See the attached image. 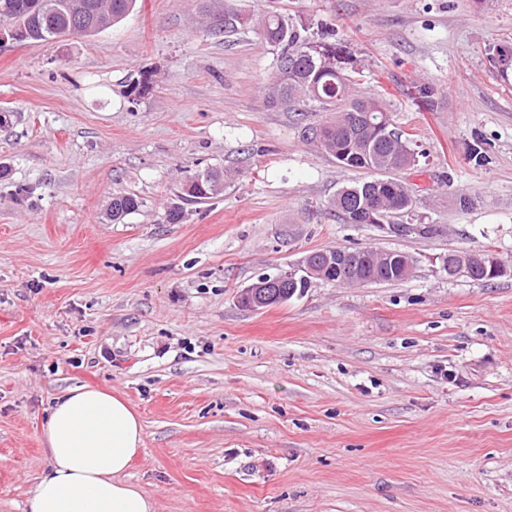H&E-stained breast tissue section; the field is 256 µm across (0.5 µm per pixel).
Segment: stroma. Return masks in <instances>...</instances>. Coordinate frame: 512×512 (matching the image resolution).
Returning a JSON list of instances; mask_svg holds the SVG:
<instances>
[{
	"mask_svg": "<svg viewBox=\"0 0 512 512\" xmlns=\"http://www.w3.org/2000/svg\"><path fill=\"white\" fill-rule=\"evenodd\" d=\"M271 9L330 31L410 139L406 231L343 222L331 202L364 174L306 141L320 113L269 103L277 48L211 33ZM508 42L512 0H136L112 28L0 47V512H26L76 386L139 414L127 478L155 512H512V80L490 61ZM208 168L223 192L182 199ZM119 193L143 205L113 223ZM364 247L410 276L238 302ZM452 250L511 271L449 276ZM274 276H264V278L268 280H273L277 277ZM261 278H259L257 282L247 287L242 293V298H245L248 301V305L254 310H260L263 308L270 307L272 305H276V302L280 299V293L273 289H270L275 288L272 286L273 283ZM242 298H240L239 300L241 305L245 308L250 309V307L247 306V304L242 300Z\"/></svg>",
	"mask_w": 512,
	"mask_h": 512,
	"instance_id": "obj_1",
	"label": "stroma"
}]
</instances>
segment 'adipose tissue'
<instances>
[{
  "label": "adipose tissue",
  "instance_id": "obj_1",
  "mask_svg": "<svg viewBox=\"0 0 512 512\" xmlns=\"http://www.w3.org/2000/svg\"><path fill=\"white\" fill-rule=\"evenodd\" d=\"M41 438L49 467L28 512H153L152 501L126 478L143 427L119 397L68 389L51 407Z\"/></svg>",
  "mask_w": 512,
  "mask_h": 512
}]
</instances>
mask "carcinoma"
<instances>
[{
	"instance_id": "carcinoma-1",
	"label": "carcinoma",
	"mask_w": 512,
	"mask_h": 512,
	"mask_svg": "<svg viewBox=\"0 0 512 512\" xmlns=\"http://www.w3.org/2000/svg\"><path fill=\"white\" fill-rule=\"evenodd\" d=\"M132 4L133 0H0V22H13L22 41H48L107 29L124 18ZM258 29L279 49L269 101L286 112L309 108L325 113V120L308 128L309 139L341 166L369 174L336 192L332 206L344 222L364 224L366 212L378 210L385 224L408 211L413 199L394 173L415 164V152L394 126L386 104L356 92L358 72L346 67L350 58L344 47L303 38L276 12L264 15ZM491 62L503 74L512 70V46L498 49ZM223 190L224 176L214 170L194 175L183 188L196 202ZM141 206L135 194L114 196L109 218L121 221ZM345 253L347 265L370 283L405 279L404 253L384 257L368 248H347Z\"/></svg>"
}]
</instances>
